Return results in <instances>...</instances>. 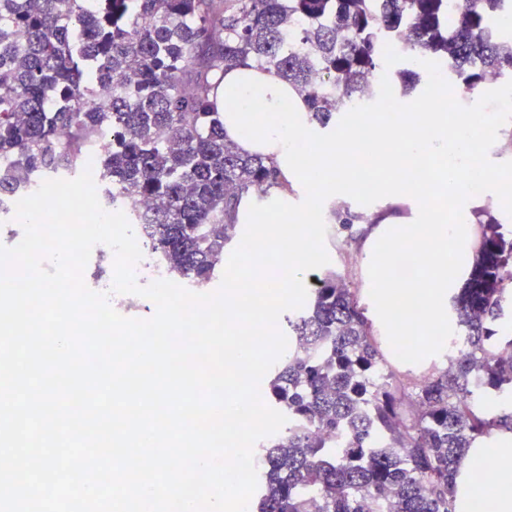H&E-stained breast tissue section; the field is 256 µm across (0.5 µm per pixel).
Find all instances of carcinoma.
Segmentation results:
<instances>
[{"instance_id": "cac0c4a2", "label": "carcinoma", "mask_w": 512, "mask_h": 512, "mask_svg": "<svg viewBox=\"0 0 512 512\" xmlns=\"http://www.w3.org/2000/svg\"><path fill=\"white\" fill-rule=\"evenodd\" d=\"M502 0H0V210L24 184L74 178L92 147L121 197L151 201L147 243L200 286L241 232L243 200L283 188L273 154L224 134L218 91L233 68L268 72L327 129L337 98L385 72L402 97L420 71H385L380 42L406 30L409 59L448 65L456 93L485 68L512 81ZM482 235L452 296L447 365L421 383L395 370L344 279L328 273L288 317L268 403L257 512H452L468 449L512 432V227L477 213Z\"/></svg>"}]
</instances>
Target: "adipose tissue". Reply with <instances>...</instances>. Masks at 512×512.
Here are the masks:
<instances>
[{"instance_id": "obj_1", "label": "adipose tissue", "mask_w": 512, "mask_h": 512, "mask_svg": "<svg viewBox=\"0 0 512 512\" xmlns=\"http://www.w3.org/2000/svg\"><path fill=\"white\" fill-rule=\"evenodd\" d=\"M260 93L266 97V105L284 111L280 127L271 128L266 124L252 123L250 130H243L242 121L251 108L245 98L246 92ZM218 106L224 114V130L246 153L265 151L274 153L280 164L285 182H292L294 161L292 145L297 135L305 133L307 126L302 123L299 113L288 109V88L275 75L264 74L259 79L244 82L240 70H232L224 76V91ZM497 448L469 449L460 462L457 474L454 512H512V432L498 436ZM491 461L495 471L493 490L481 492L482 484L479 466Z\"/></svg>"}]
</instances>
